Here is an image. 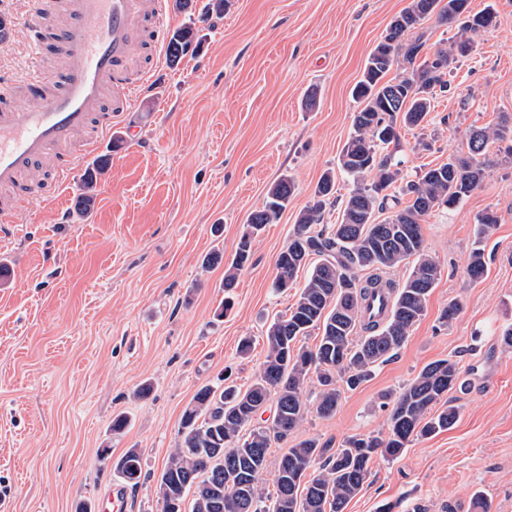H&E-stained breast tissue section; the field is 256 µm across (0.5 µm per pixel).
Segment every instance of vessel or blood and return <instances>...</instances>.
I'll return each instance as SVG.
<instances>
[{
    "label": "vessel or blood",
    "instance_id": "1",
    "mask_svg": "<svg viewBox=\"0 0 512 512\" xmlns=\"http://www.w3.org/2000/svg\"><path fill=\"white\" fill-rule=\"evenodd\" d=\"M33 0L26 24L35 43L50 39L63 58L61 71L1 80L23 110L0 109V187L21 185L50 148L74 143L96 125L105 141L112 123L131 102L126 73L143 41L145 18L161 22L169 0ZM112 108H105L106 97Z\"/></svg>",
    "mask_w": 512,
    "mask_h": 512
}]
</instances>
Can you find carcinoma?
Masks as SVG:
<instances>
[{
  "mask_svg": "<svg viewBox=\"0 0 512 512\" xmlns=\"http://www.w3.org/2000/svg\"><path fill=\"white\" fill-rule=\"evenodd\" d=\"M458 23L453 40L425 54V42L410 34L425 22ZM498 24L492 9L473 13L469 0H411L390 23L386 35L370 52L361 79L352 89L358 103L353 131L339 156V168L352 181L342 202L338 224L316 229L335 189L330 172L322 175L312 203L297 216L288 245L276 258L275 286L286 288L308 257L315 255L310 274L289 313L274 319L266 333L267 354L253 383L205 385L183 412L176 447L157 479L161 512H183L192 494L191 512H345L363 488L376 456L399 457L413 439L429 438L450 429L458 410L448 392L461 386L462 370L452 359L427 364L394 400L387 434L355 435L331 450L316 439L289 446L276 461L275 493L260 482L268 467L271 444L286 442L308 412L305 385L316 380V413L336 412L341 389L354 390L374 368L405 345L410 329L425 315L429 296L441 269L423 250L421 224L434 208L459 206L481 183L476 162L489 144H505L512 158V123L502 118L491 129L471 132L468 152L426 170L416 180L399 183L400 162L388 151L398 144L397 120L418 127L432 110L434 99L447 91V75L465 56L473 39ZM195 40L192 28L172 33L169 61L177 64ZM396 71L392 78L391 71ZM106 172L101 159L82 179L77 215L85 218L94 205V191ZM398 186V194L388 190ZM295 184L284 176L269 189L264 207L247 220L234 257L224 272V290L234 288L249 265L252 241L287 208ZM391 210L381 222L376 214ZM413 262L408 277L397 282L387 271ZM481 249L471 252L468 273L484 275ZM392 297L387 319L365 317L377 298ZM318 331L312 349L296 341ZM274 416L268 426L257 423L268 403ZM118 477L137 487L143 477L141 453L128 449L112 463Z\"/></svg>",
  "mask_w": 512,
  "mask_h": 512,
  "instance_id": "carcinoma-1",
  "label": "carcinoma"
}]
</instances>
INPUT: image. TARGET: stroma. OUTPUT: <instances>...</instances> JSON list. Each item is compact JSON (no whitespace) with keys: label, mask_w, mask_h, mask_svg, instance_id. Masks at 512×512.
Instances as JSON below:
<instances>
[{"label":"stroma","mask_w":512,"mask_h":512,"mask_svg":"<svg viewBox=\"0 0 512 512\" xmlns=\"http://www.w3.org/2000/svg\"><path fill=\"white\" fill-rule=\"evenodd\" d=\"M207 0L169 8L166 32L189 26L196 53L170 65L166 50L145 56L147 76L91 160L108 159L88 218L77 219L82 170L60 192L20 206L0 224V512H107L117 479L101 449L142 453L146 474L127 492L126 512H161L156 481L178 440L182 413L197 390L230 376L247 388L265 359V332L287 314L308 271L276 290L275 259L296 217L328 171L336 193L323 221L339 223L350 184L338 172L357 105L351 96L372 49L411 0H231L223 15ZM494 5L500 22L481 32L453 65L451 88L421 126L402 129L394 155L404 179L465 153L471 129L512 115V0ZM0 46V76L24 77L38 50L25 27ZM316 104L306 107L308 92ZM479 187L457 208L433 211L423 247L441 268L425 316L406 344L357 389L343 392L333 416L309 411L293 441L339 448L354 435L387 429L396 393L428 363L458 361L469 387L448 394L455 425L409 443L394 460L374 458L345 512H473L483 493L491 512H512V161L489 144ZM295 193L276 223L253 243L224 309V271L281 176ZM498 222L483 238L486 210ZM486 272L471 279L470 253ZM222 263L205 266L212 252ZM460 311L447 325L449 302ZM254 340L248 357L238 342ZM153 386L135 398L143 382ZM126 414L124 433L111 430Z\"/></svg>","instance_id":"obj_1"}]
</instances>
